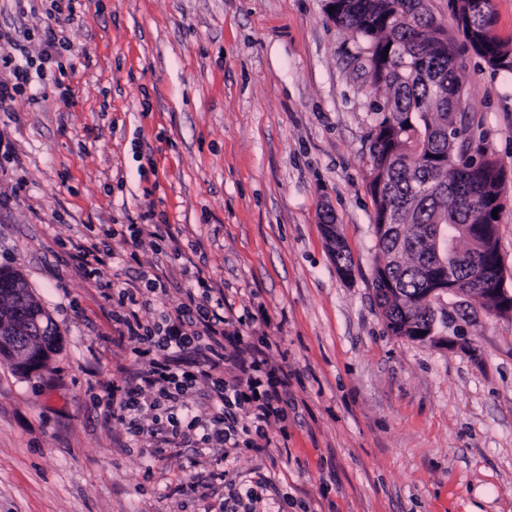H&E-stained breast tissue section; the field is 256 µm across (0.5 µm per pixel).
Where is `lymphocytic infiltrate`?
Instances as JSON below:
<instances>
[{
    "instance_id": "1",
    "label": "lymphocytic infiltrate",
    "mask_w": 512,
    "mask_h": 512,
    "mask_svg": "<svg viewBox=\"0 0 512 512\" xmlns=\"http://www.w3.org/2000/svg\"><path fill=\"white\" fill-rule=\"evenodd\" d=\"M68 45L62 31L45 25L36 58L21 64L12 55V38H1L0 64L10 67L12 77L0 81V110L24 99L34 75L43 74ZM185 296L175 310L160 311L150 324L142 323L136 310L127 311L123 324L136 343L134 353L142 367L125 384L109 386L106 397L132 436L145 433L144 419L149 416L154 424L164 425L165 444L175 443L185 430L197 429V455L224 459L231 451L254 447L256 438L265 435V424L283 416L284 381L251 340L228 336L231 320L225 315L224 299L214 296L205 280L186 289ZM226 338L235 349L230 357L221 352ZM228 359L236 369L230 380L220 373ZM201 382L209 384L213 404L206 421L192 415L185 403Z\"/></svg>"
}]
</instances>
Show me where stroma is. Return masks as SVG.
<instances>
[{
  "label": "stroma",
  "instance_id": "obj_1",
  "mask_svg": "<svg viewBox=\"0 0 512 512\" xmlns=\"http://www.w3.org/2000/svg\"><path fill=\"white\" fill-rule=\"evenodd\" d=\"M71 48L0 112V267L19 269L63 340L49 368L0 361V512H512V315L457 325L448 350L387 333L373 302L369 135L379 91L363 43L326 0H83L60 14ZM42 23L0 0L16 59ZM471 112L512 171V73L464 57ZM329 212L352 276L323 234ZM127 224H152L132 242ZM110 245L98 274L84 249ZM196 266L288 378L268 447L215 464L162 457L113 417L108 384L140 364L101 284L158 274L182 302Z\"/></svg>",
  "mask_w": 512,
  "mask_h": 512
}]
</instances>
